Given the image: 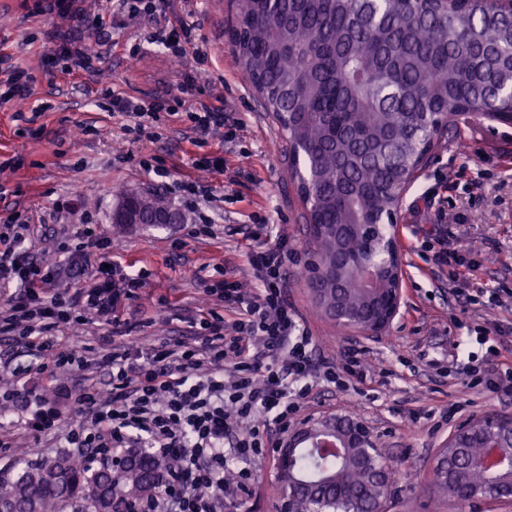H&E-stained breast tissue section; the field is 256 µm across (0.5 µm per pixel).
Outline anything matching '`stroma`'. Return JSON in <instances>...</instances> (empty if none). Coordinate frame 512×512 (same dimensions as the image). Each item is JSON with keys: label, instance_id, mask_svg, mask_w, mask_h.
Returning <instances> with one entry per match:
<instances>
[{"label": "stroma", "instance_id": "stroma-1", "mask_svg": "<svg viewBox=\"0 0 512 512\" xmlns=\"http://www.w3.org/2000/svg\"><path fill=\"white\" fill-rule=\"evenodd\" d=\"M37 2L0 0V56L34 78L25 100L0 102V160L15 163L0 171V185L7 189L0 196V222L17 209L49 213L62 240L86 221L100 224L112 238L113 263L145 275L143 288L116 316L134 325L135 335L148 344L161 337L189 338L191 324L208 308L206 280L253 286L246 231L256 217L270 218L269 234H286L298 251L288 265L289 304L326 356L340 364L345 347L357 346L369 373L363 383L346 374L335 386L313 383L292 423L336 415L366 422L398 479L391 512H502L495 501L472 506L440 496L431 469L460 422L491 411L512 415V395L485 384L488 375L512 372V308L469 302L495 288L512 290V123L476 115L449 126L418 171L395 227L404 269L400 312L384 333L370 338L334 325L310 296L303 275L308 231L297 182L288 171V139L229 45L230 0L218 8L212 0H174L168 19L192 30L188 55L197 61L195 90L222 99L225 121L242 125L232 150L218 136L197 139L180 117L165 111L155 124L158 139L141 145L127 133L126 118L103 107L104 88L123 96L179 94L185 66L149 43L152 19L133 22L118 12L102 18L96 0H84L83 19L64 21L39 12ZM57 34L82 41L92 57L90 69L46 66ZM102 35L110 45L104 56L97 46ZM40 102L49 108L35 124L18 118L19 109ZM143 150L153 157V173L127 160ZM218 151L227 170L241 171L238 183L192 167L193 157ZM188 179L209 186L213 202L197 211L174 199L170 206L182 213L180 222L114 233L116 191L164 194ZM201 214L208 216L211 234H192ZM439 238L473 255L479 268L435 266L430 247ZM161 298L169 309L159 317L155 306ZM499 334L504 344L493 357L482 338ZM58 341L63 351L86 346L99 353L112 346V321L71 325ZM0 352L11 357L10 370L0 371V392L42 387L35 359L15 341L0 338ZM283 437L274 431L271 445L252 463L246 503L225 500L223 512H277V444Z\"/></svg>", "mask_w": 512, "mask_h": 512}]
</instances>
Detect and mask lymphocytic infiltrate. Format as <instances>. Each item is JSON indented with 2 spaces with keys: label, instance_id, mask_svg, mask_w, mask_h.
I'll return each mask as SVG.
<instances>
[{
  "label": "lymphocytic infiltrate",
  "instance_id": "lymphocytic-infiltrate-1",
  "mask_svg": "<svg viewBox=\"0 0 512 512\" xmlns=\"http://www.w3.org/2000/svg\"><path fill=\"white\" fill-rule=\"evenodd\" d=\"M111 112L130 119L139 140H154L150 127L162 109L158 100L104 92ZM201 136L220 135L231 144L238 126L224 123V110L207 100L186 113ZM266 219L249 230V265L255 286L213 281L206 294L231 308L233 321L217 311L200 319L193 342L163 339L140 346L124 324L113 321L119 344L87 360L81 352H57L59 331L109 315L143 286L142 274L117 265L96 266L93 284L60 288L58 275L27 248L40 230L32 215L12 213L0 225V335L12 337L39 360L38 373L56 376L91 367L109 371L106 385L91 382L68 398L67 424L44 410L42 397L25 405L23 424L34 437L62 430L68 447L111 458L117 448H150L159 458L176 457V475L161 485L145 512H219L224 499L244 493L249 464L266 446L273 428L287 426L309 390L312 375L332 383L338 369L356 380L367 373L359 348H348L344 367L319 359V348L288 304V263L295 254L287 236L267 241Z\"/></svg>",
  "mask_w": 512,
  "mask_h": 512
}]
</instances>
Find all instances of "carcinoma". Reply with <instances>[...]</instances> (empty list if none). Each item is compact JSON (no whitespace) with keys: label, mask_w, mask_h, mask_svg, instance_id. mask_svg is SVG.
<instances>
[{"label":"carcinoma","mask_w":512,"mask_h":512,"mask_svg":"<svg viewBox=\"0 0 512 512\" xmlns=\"http://www.w3.org/2000/svg\"><path fill=\"white\" fill-rule=\"evenodd\" d=\"M235 28L228 32L245 73L291 143L290 171L314 213L308 247L333 249L336 226L346 258L370 249L366 226L385 218L394 195L414 172L406 162L433 146L443 131L433 120L471 115L512 117V0L494 13L483 0H233ZM135 206L150 220L170 210L158 194L126 192L112 214ZM324 293L322 306L352 310L373 304L357 273ZM124 465L90 466L76 452L38 463L19 457L18 476L0 487L12 512H131L153 495L160 470L146 449L121 454ZM380 465L367 448L337 453L300 448L277 461L279 498L293 497L294 512H376L379 490L371 471ZM486 490L489 474L464 475Z\"/></svg>","instance_id":"cac0c4a2"}]
</instances>
